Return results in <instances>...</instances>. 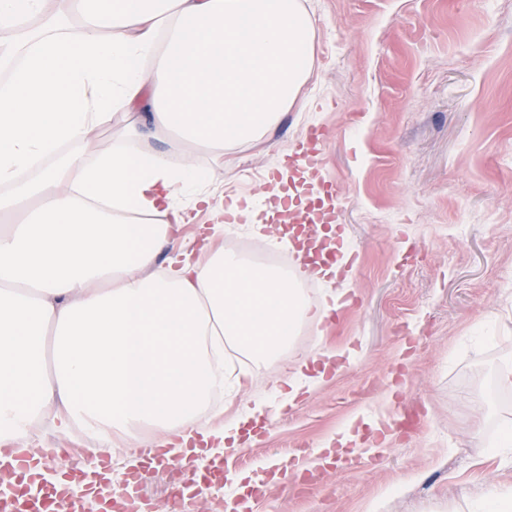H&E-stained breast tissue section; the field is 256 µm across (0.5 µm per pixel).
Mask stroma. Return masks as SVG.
Here are the masks:
<instances>
[{
  "instance_id": "obj_1",
  "label": "stroma",
  "mask_w": 512,
  "mask_h": 512,
  "mask_svg": "<svg viewBox=\"0 0 512 512\" xmlns=\"http://www.w3.org/2000/svg\"><path fill=\"white\" fill-rule=\"evenodd\" d=\"M301 3L316 30L302 106L259 143L197 158L218 173L209 194L245 206L275 193L264 175L281 153L327 128L358 305L303 326L292 349L353 358L229 463L248 486L407 407L412 431L324 464L313 482L275 483L250 512H469L512 487V447L495 441L512 428V390L496 383L512 359V0ZM286 371L235 361L198 427ZM12 444L81 453L95 440L46 422Z\"/></svg>"
}]
</instances>
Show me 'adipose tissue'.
Listing matches in <instances>:
<instances>
[{"mask_svg": "<svg viewBox=\"0 0 512 512\" xmlns=\"http://www.w3.org/2000/svg\"><path fill=\"white\" fill-rule=\"evenodd\" d=\"M0 0V457L54 412L104 441L146 427L169 455L198 435L238 452L241 424L322 385L295 331L322 321L299 277L233 251L194 259L172 233L204 196L198 150L261 139L312 66L300 0ZM140 112L173 153L83 148ZM171 216L168 224L156 223ZM167 254L168 265L156 269ZM292 367L223 426L196 418L224 390V352Z\"/></svg>", "mask_w": 512, "mask_h": 512, "instance_id": "1", "label": "adipose tissue"}]
</instances>
